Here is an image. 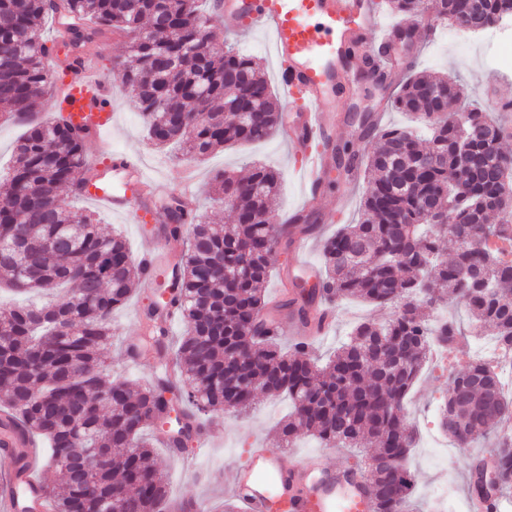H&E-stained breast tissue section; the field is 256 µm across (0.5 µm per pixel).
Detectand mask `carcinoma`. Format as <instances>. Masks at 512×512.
<instances>
[{"label": "carcinoma", "mask_w": 512, "mask_h": 512, "mask_svg": "<svg viewBox=\"0 0 512 512\" xmlns=\"http://www.w3.org/2000/svg\"><path fill=\"white\" fill-rule=\"evenodd\" d=\"M403 16L424 7L459 25L512 20V0H386ZM61 27L67 49L62 72L47 69L44 19ZM214 18L198 0H0V104L26 126L6 173L9 202L0 208V283L21 290L69 285L42 307L15 306L0 318V428L43 445L44 465L59 473L49 488L55 512H172L146 424L164 428L170 447L183 451L193 424L251 408L257 393L285 394L292 404L278 431L287 446L302 433L330 448H358L371 440L374 512H412L413 477L405 460L414 432L402 421L404 401L436 340L448 346L461 331L437 309L462 301L483 334L512 348V262L496 259L486 242L512 239V154L499 147L498 127L478 110L461 108L464 89L446 75L409 78L387 104L421 115L426 130L379 128L369 114L375 144L364 161L367 189L361 221L322 244L325 278L294 284L298 298L282 304L306 318L317 297L359 299L394 306L383 322L359 324L349 342L320 366L299 344L283 350L273 323L262 320L265 283L274 250L311 231L305 218L271 226L270 204L280 176L255 164L245 177H218L215 202L234 212L230 225L190 216L181 197L164 210L167 233L185 240L160 287L176 293L186 329L178 358L165 350V329L150 325L160 355L151 381L138 388L106 379L103 353L112 338V314L127 301L135 271L123 237L102 231L90 214L73 211L61 190H77L93 174L79 134L64 117L29 121L45 89L74 60L114 32L128 38L123 80L157 147L177 145L199 158L224 145L271 136L284 116L255 61L212 44ZM446 94L428 97L429 90ZM447 113L442 121L431 111ZM468 115V135L451 119ZM454 226L457 251L439 256L441 230L429 201ZM498 215L496 223L490 216ZM512 417V399L499 374L475 362L448 376L439 428L461 449L492 436L497 491L512 489V438L498 424ZM9 471L29 467L26 450L7 453Z\"/></svg>", "instance_id": "cac0c4a2"}]
</instances>
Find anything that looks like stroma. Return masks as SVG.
Wrapping results in <instances>:
<instances>
[{
    "label": "stroma",
    "mask_w": 512,
    "mask_h": 512,
    "mask_svg": "<svg viewBox=\"0 0 512 512\" xmlns=\"http://www.w3.org/2000/svg\"><path fill=\"white\" fill-rule=\"evenodd\" d=\"M376 10L385 28L413 30L416 71L456 75L469 101L488 112L493 111L498 100L512 98V73L490 69L480 49L461 51L448 39L449 24H439L436 35L431 37L416 19L402 18L382 4L377 5ZM212 39L218 43L227 40L234 42L238 50L259 63L272 91L281 93L279 65L273 57L270 38L266 33L243 36L218 23L212 29ZM92 52L99 61L101 74L112 89L115 113L112 147L118 151L131 150L140 154L145 173L157 183L159 197L180 194L183 173L191 171L198 215L213 224L230 223L229 211L211 200L214 180L225 171L247 174L252 162L260 161L280 174L277 198L272 206L275 222H284L301 204L303 184L298 171L299 161L289 151L280 134L246 146L229 145L198 160L189 159L174 149H156L145 139L143 119L139 113L131 110L130 96L122 85L119 65L128 54L126 38L102 40L93 47ZM349 70L353 78V95L338 100L336 110L344 120L332 130L331 139L335 144L348 146L351 152L362 156L371 142L361 135L358 117L377 104L380 93L371 80L365 78L366 68L362 59H352ZM332 179L333 183L326 186L322 203L313 219L315 229L309 235L307 253L300 257L294 250L281 245L276 247L274 268L265 288L266 297L276 294L282 275L293 272L300 262L322 267L323 241L343 225L359 222L366 191L365 179L360 177L349 181L338 170L333 172ZM69 204L76 209L95 212L103 231H120L133 255L139 252L142 237L158 236L164 232L165 224L161 221L132 224L124 216L95 208L94 204L82 199H70ZM152 298V292L146 291L141 282H134L129 300L112 315L114 336L106 352L107 362L118 376L135 386L152 379L157 359L153 352L146 351L140 364L128 365L124 358V345L128 342L139 343L141 330L138 313L148 307ZM335 311L332 325L311 339L314 356L323 361L348 340L356 325L364 321H379L392 313L391 308H379L357 300L336 303ZM447 380L448 373L443 365L426 364L406 398L402 413L405 425L419 435L408 467L415 477L413 500L423 510L433 504L434 491L450 483L455 486L459 502L467 503L469 461L483 446L482 441L478 440L465 450L429 447L425 432L437 427L435 408L447 394ZM287 412V397L260 394L247 413L226 414L211 423V447L199 448L192 444L182 454L157 447L156 458L168 484L170 501H202L210 512H216L218 506L230 497L232 473L246 463L250 449L264 446L279 450L274 429Z\"/></svg>",
    "instance_id": "1"
}]
</instances>
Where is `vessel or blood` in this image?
I'll return each instance as SVG.
<instances>
[{"mask_svg": "<svg viewBox=\"0 0 512 512\" xmlns=\"http://www.w3.org/2000/svg\"><path fill=\"white\" fill-rule=\"evenodd\" d=\"M223 19L246 31L271 38L279 81L291 119L281 130L289 149L304 159L306 193L301 207L318 209L326 177L334 160L329 151H312L331 130L336 94L345 72V49L362 35H377L387 43L372 0H220ZM57 109L76 129L95 142L112 132V94L91 57L79 59L70 75L56 86ZM150 180L138 158L129 152L112 156L110 172H99L83 197L133 223L155 221L150 207ZM161 238L146 243L137 263L145 287H156ZM7 498L0 512H53L42 483L32 476H6ZM235 498L246 512H374L370 486L359 468L334 467L325 454L290 460L285 454L255 449L232 476Z\"/></svg>", "mask_w": 512, "mask_h": 512, "instance_id": "b4317fda", "label": "vessel or blood"}]
</instances>
